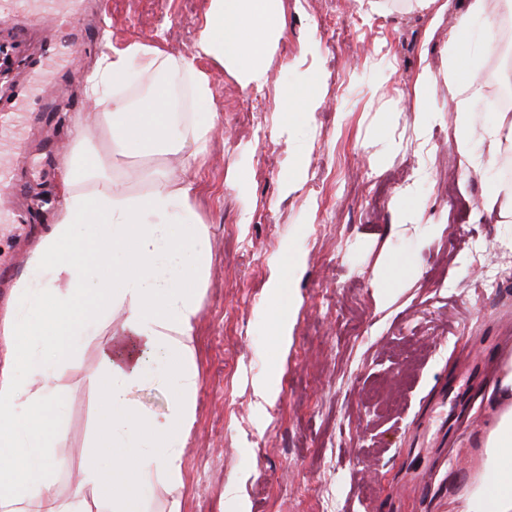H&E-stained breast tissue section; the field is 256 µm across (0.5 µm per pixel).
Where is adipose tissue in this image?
I'll return each mask as SVG.
<instances>
[{
	"label": "adipose tissue",
	"instance_id": "ef3b65f1",
	"mask_svg": "<svg viewBox=\"0 0 512 512\" xmlns=\"http://www.w3.org/2000/svg\"><path fill=\"white\" fill-rule=\"evenodd\" d=\"M286 12L285 0H207L194 53L169 51L160 39L110 45L86 76L93 109L71 118L58 219L32 249L34 276L0 309V512H144L145 491L184 486L201 384L193 335L211 263L187 176L207 160L215 118L205 109L211 80L197 61L208 58L241 89L266 87ZM509 20L512 0H472L456 27L474 60L423 72L416 83L426 101L447 85L457 148L476 170L512 157V116L479 113L486 83L476 63L499 54ZM301 82L302 100L284 91L279 124L298 163L292 191L305 177L312 143L299 131L322 103L323 75L308 69ZM477 129L486 145L479 153ZM105 328L110 340L85 375L98 395L93 452L63 492L55 448L68 407L58 372L73 359L72 340ZM148 385L166 392L163 411L141 407L137 394ZM491 395L496 414L478 440L462 512H512V358L501 360ZM100 448L118 454L102 461Z\"/></svg>",
	"mask_w": 512,
	"mask_h": 512
}]
</instances>
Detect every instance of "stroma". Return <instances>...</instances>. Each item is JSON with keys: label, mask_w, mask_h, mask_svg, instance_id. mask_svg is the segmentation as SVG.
<instances>
[{"label": "stroma", "mask_w": 512, "mask_h": 512, "mask_svg": "<svg viewBox=\"0 0 512 512\" xmlns=\"http://www.w3.org/2000/svg\"><path fill=\"white\" fill-rule=\"evenodd\" d=\"M469 0H436L421 9L406 0H296L287 8L288 37L259 92L210 67L216 112L207 164L191 169L197 207L209 226L211 265L196 327L202 385L185 450L181 512H320L335 497L338 512H460L459 494L479 460V435L493 414L487 394L495 355L512 357V224L485 211L490 176L470 171L458 151L446 88L433 103L443 113L418 137L423 105L415 83L424 69L448 65L449 34ZM334 9L337 28L324 22ZM204 0H86L90 34L65 78L48 79L44 98L69 99L89 111L84 74L105 44L163 36L175 52L193 51ZM50 32L16 39L0 20V42L13 56L0 80V104L13 100ZM315 39L324 102L308 131L313 149L302 187L287 192L295 158L277 131L278 92L303 93L296 80L300 44ZM399 144L384 154L378 135ZM75 131L68 114L47 105L31 130L35 175L19 171L28 190L13 195L27 211L24 232L0 222V303L27 270L35 240L59 209L63 158ZM241 189L225 184L237 166ZM414 201L415 223L401 225L400 205ZM436 225L426 236L427 225ZM409 254L419 278L391 293L380 273L393 252ZM295 252L303 265L292 283L299 303L288 345L271 335L269 293ZM505 275L484 286L489 272ZM104 342L74 341L59 373L69 424L57 453L68 473L88 457L98 423L97 395L85 381ZM448 379L455 394L441 398ZM448 405L443 464L438 448H419L432 410ZM234 496H226L227 486Z\"/></svg>", "instance_id": "stroma-1"}]
</instances>
